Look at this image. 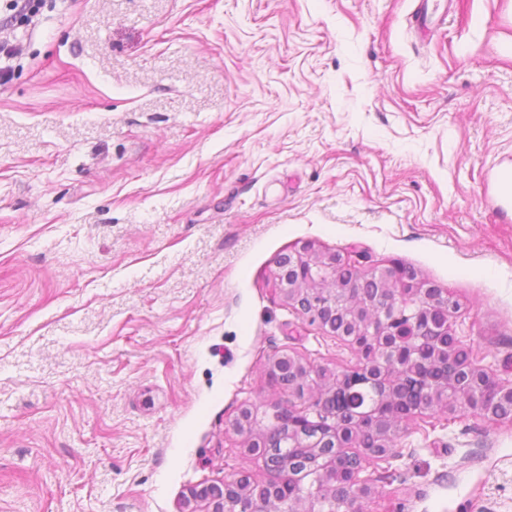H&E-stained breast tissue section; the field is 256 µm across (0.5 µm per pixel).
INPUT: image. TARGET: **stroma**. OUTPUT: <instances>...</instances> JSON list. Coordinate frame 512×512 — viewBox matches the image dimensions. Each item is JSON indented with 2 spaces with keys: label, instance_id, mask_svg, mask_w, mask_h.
I'll use <instances>...</instances> for the list:
<instances>
[{
  "label": "stroma",
  "instance_id": "stroma-1",
  "mask_svg": "<svg viewBox=\"0 0 512 512\" xmlns=\"http://www.w3.org/2000/svg\"><path fill=\"white\" fill-rule=\"evenodd\" d=\"M46 0L0 84V512H183L267 479L231 421L268 356L347 347L284 306L305 242L455 301L512 383V0ZM365 512H512V417L409 425ZM439 5L438 0H417L410 20L412 27L422 35L430 33L444 20L443 15L436 16ZM249 477L242 475L236 480L217 484L193 486L185 497V512H235L234 499L243 491ZM204 504V508L202 505ZM203 509V510H198Z\"/></svg>",
  "mask_w": 512,
  "mask_h": 512
}]
</instances>
